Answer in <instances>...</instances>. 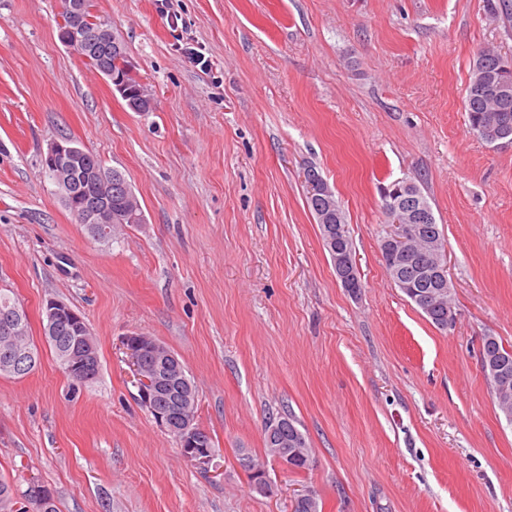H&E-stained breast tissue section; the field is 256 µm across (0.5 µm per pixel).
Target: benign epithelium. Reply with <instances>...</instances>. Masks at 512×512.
Masks as SVG:
<instances>
[{"label":"benign epithelium","mask_w":512,"mask_h":512,"mask_svg":"<svg viewBox=\"0 0 512 512\" xmlns=\"http://www.w3.org/2000/svg\"><path fill=\"white\" fill-rule=\"evenodd\" d=\"M58 38L74 52L94 50L102 45L121 51L120 41L106 27L101 28L96 37L85 39L77 28L63 24ZM100 73L108 78L132 111H151L152 97L144 84L130 85L109 66L101 67ZM45 161L54 171L57 192L66 203H72L78 183L87 184L94 192L85 198L81 214L97 225L112 223V175L94 163L87 149L70 138H63L50 145ZM308 187L310 195L324 199L327 208H332L334 192L326 181L310 177ZM390 206L395 219L393 230L383 243V250L388 264L401 269L420 258L413 247V235L401 232V227L428 222L430 216L424 208H407L395 197L390 198ZM324 238L343 287L357 292L360 285L353 267L336 249L334 228L329 224L324 225ZM44 315L48 333L75 337L73 348L65 353L66 373L82 383L90 380L97 370L99 358L84 317L66 304L52 299L47 301ZM25 319V310L18 306L0 314V339L4 341L0 365L3 367L19 369L28 359L35 358V354L19 341V336L24 333ZM123 345L137 380L139 401L150 408L159 427L176 436L180 452L187 461L207 466L215 455V449L207 445L206 433L193 415L196 391L186 378L183 363L174 352L150 336L129 334L124 337ZM174 384L177 385V397L170 400L168 393Z\"/></svg>","instance_id":"1"}]
</instances>
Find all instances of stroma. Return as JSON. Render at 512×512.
<instances>
[{
  "mask_svg": "<svg viewBox=\"0 0 512 512\" xmlns=\"http://www.w3.org/2000/svg\"><path fill=\"white\" fill-rule=\"evenodd\" d=\"M154 99L128 108L58 39L61 0H0V288L25 309L33 372L0 375V476L58 512H512V421L480 361L512 345V143L464 110L486 48L512 56L499 0H95ZM199 47L209 70L183 50ZM69 137L122 172L140 224L96 240L43 158ZM340 201L362 281L343 288L306 202ZM415 179L447 239L455 321L434 326L388 276L379 189ZM87 321L77 384L43 333L47 300ZM170 348L198 391L211 468L138 400L122 341ZM292 413L310 470L266 455ZM271 486H249L240 449ZM481 346L485 361L492 363L507 361L512 366V348H506L496 337H483Z\"/></svg>",
  "mask_w": 512,
  "mask_h": 512,
  "instance_id": "1",
  "label": "stroma"
}]
</instances>
